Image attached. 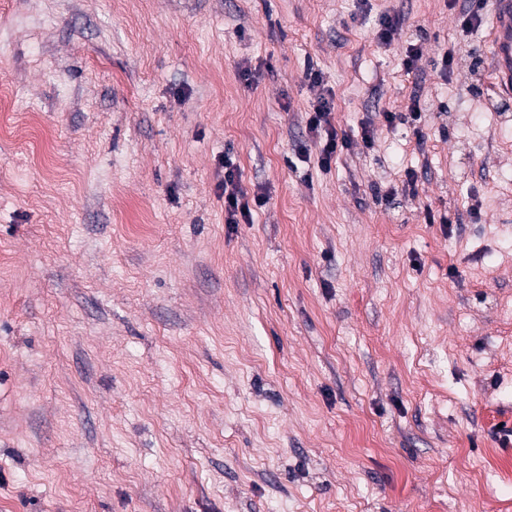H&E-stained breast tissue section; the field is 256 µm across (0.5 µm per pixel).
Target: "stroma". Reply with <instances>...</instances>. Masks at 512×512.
<instances>
[{"label": "stroma", "mask_w": 512, "mask_h": 512, "mask_svg": "<svg viewBox=\"0 0 512 512\" xmlns=\"http://www.w3.org/2000/svg\"><path fill=\"white\" fill-rule=\"evenodd\" d=\"M464 6L0 0V512H512V99ZM402 31V18L399 15H383L379 19V29L377 30V39L379 43L390 45L400 36ZM332 112L331 98L322 95L312 103L307 119L308 132L312 138L319 139L321 143L322 133L326 136L317 158L319 167L325 171L331 168L333 162L336 163V159L344 151L350 149L352 143L348 135L333 125ZM230 148L224 151V213L229 224H240L239 217L249 224L252 220L249 193L240 181Z\"/></svg>", "instance_id": "1"}]
</instances>
